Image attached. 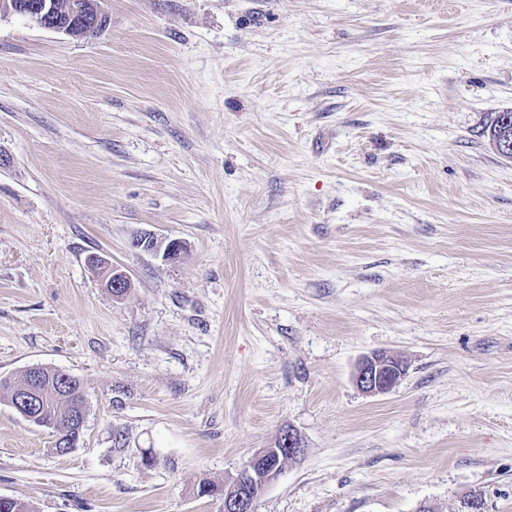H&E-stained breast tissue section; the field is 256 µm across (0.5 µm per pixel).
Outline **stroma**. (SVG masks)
I'll return each mask as SVG.
<instances>
[{"label": "stroma", "instance_id": "obj_1", "mask_svg": "<svg viewBox=\"0 0 512 512\" xmlns=\"http://www.w3.org/2000/svg\"><path fill=\"white\" fill-rule=\"evenodd\" d=\"M104 8L87 38L0 20V376L58 369L88 404L60 455L0 402V496L222 512L199 481L290 427L257 512H512V160L482 135L512 0ZM375 351L407 371L368 395ZM162 241L154 237H141L136 240V246L145 251L161 253L165 261L175 260L180 255L183 245L179 241ZM406 365L400 358L384 351L364 356L354 373V383L363 393L389 392L404 376Z\"/></svg>", "mask_w": 512, "mask_h": 512}]
</instances>
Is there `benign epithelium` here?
<instances>
[{
  "label": "benign epithelium",
  "mask_w": 512,
  "mask_h": 512,
  "mask_svg": "<svg viewBox=\"0 0 512 512\" xmlns=\"http://www.w3.org/2000/svg\"><path fill=\"white\" fill-rule=\"evenodd\" d=\"M94 18H79L81 7L73 0L67 8L57 0H0V18L8 15L25 16L38 26L81 37L104 31L109 17L102 7V0H95ZM136 246L145 251L162 254L164 260H175L183 245L178 241L165 242L154 237L136 240ZM91 264L105 270L112 269L114 282H105L107 288H121L130 283L127 275L112 267L109 260L94 257ZM406 365L400 358L384 351L363 357L354 373L356 387L370 395L389 392L404 376ZM47 393L42 388L39 367L31 370L30 384L18 395L14 405L38 410L46 403ZM305 453L301 436L293 429H283L272 446L261 448L238 470L236 476L224 483V512H255L257 500L266 487L283 472L286 463L299 460Z\"/></svg>",
  "instance_id": "1"
}]
</instances>
